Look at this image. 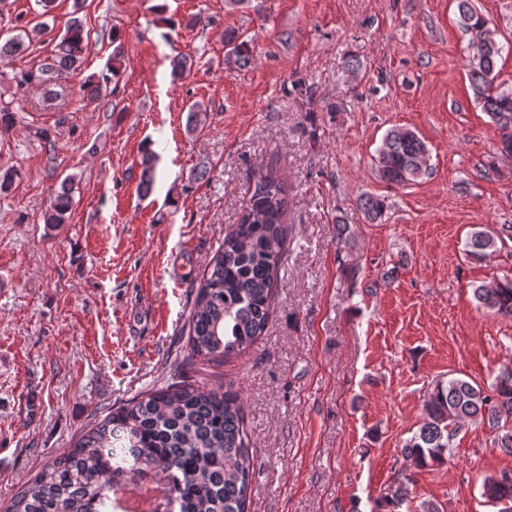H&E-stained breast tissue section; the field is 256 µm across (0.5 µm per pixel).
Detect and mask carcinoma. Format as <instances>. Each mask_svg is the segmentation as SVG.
<instances>
[{"instance_id":"1","label":"carcinoma","mask_w":512,"mask_h":512,"mask_svg":"<svg viewBox=\"0 0 512 512\" xmlns=\"http://www.w3.org/2000/svg\"><path fill=\"white\" fill-rule=\"evenodd\" d=\"M458 26L469 35L471 54L467 76L474 100L502 130L503 149L512 153V92L495 83V69L504 47L494 38L487 19L472 0H456ZM85 0H73L72 18L56 38L42 63L30 70H0L20 92L31 87L47 90L62 85L81 70L88 33L79 14ZM43 32L42 26H12L0 33V64L23 53ZM113 51L106 68L84 78L79 93L90 103L118 85L124 51L118 31L110 32ZM226 65L246 70L253 52L234 32L224 37ZM21 107L0 99V130L19 123ZM153 152L142 157L140 191L147 196L154 182ZM430 151L413 130L389 129L377 151V174L403 186L429 174ZM76 178L68 175L52 191L42 220L49 227L69 218ZM368 219L385 213V200L360 198ZM288 184L274 170L261 174L241 211L238 223L224 235L197 281L186 323L184 365L216 369L225 359L241 356L265 334L274 289L281 280L287 254ZM506 227L494 236L470 233L466 254L483 259L498 249ZM479 306L512 317V277L473 288ZM425 420L403 445V455L417 467L440 463L451 447L459 423L488 424L498 432L495 446L512 455V367L503 368L492 393L474 382L452 378L437 383L424 401ZM256 467L240 396L230 388H206L186 380L172 381L122 403L48 463L16 496L8 512H117L118 491L128 484L158 482L163 493L150 512H249ZM483 495L498 512H512V480L488 478ZM405 502L403 486L395 484L377 507L399 512Z\"/></svg>"}]
</instances>
